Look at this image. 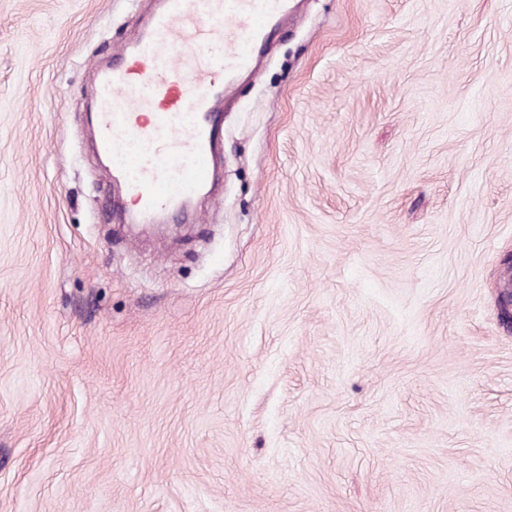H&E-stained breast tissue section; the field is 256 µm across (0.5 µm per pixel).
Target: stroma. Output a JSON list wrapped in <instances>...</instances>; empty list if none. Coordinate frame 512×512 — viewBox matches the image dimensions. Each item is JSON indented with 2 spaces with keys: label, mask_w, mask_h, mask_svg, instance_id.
<instances>
[{
  "label": "stroma",
  "mask_w": 512,
  "mask_h": 512,
  "mask_svg": "<svg viewBox=\"0 0 512 512\" xmlns=\"http://www.w3.org/2000/svg\"><path fill=\"white\" fill-rule=\"evenodd\" d=\"M155 3L0 0V512H512V0H288L163 232L88 119Z\"/></svg>",
  "instance_id": "1"
}]
</instances>
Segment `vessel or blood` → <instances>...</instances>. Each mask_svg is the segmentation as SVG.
<instances>
[{
    "instance_id": "1",
    "label": "vessel or blood",
    "mask_w": 512,
    "mask_h": 512,
    "mask_svg": "<svg viewBox=\"0 0 512 512\" xmlns=\"http://www.w3.org/2000/svg\"><path fill=\"white\" fill-rule=\"evenodd\" d=\"M285 0H164L138 41L98 73L99 150L136 197L137 221L182 212L207 188L224 118L213 106L233 75L252 70L254 49Z\"/></svg>"
}]
</instances>
